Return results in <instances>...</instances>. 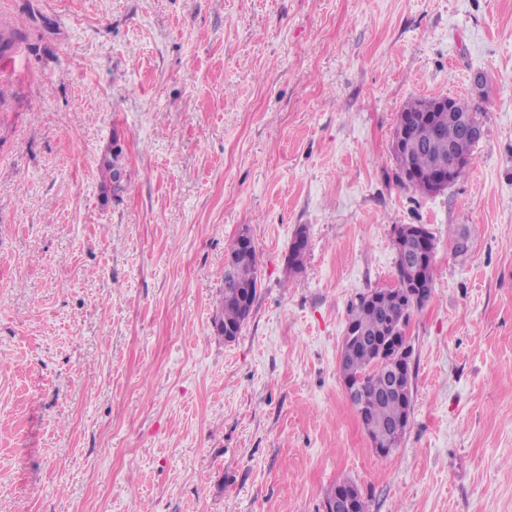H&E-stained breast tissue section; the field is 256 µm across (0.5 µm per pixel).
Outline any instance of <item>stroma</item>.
Segmentation results:
<instances>
[{"mask_svg":"<svg viewBox=\"0 0 512 512\" xmlns=\"http://www.w3.org/2000/svg\"><path fill=\"white\" fill-rule=\"evenodd\" d=\"M0 29V512H323L343 480L368 512H512V0H0ZM443 95L482 135L424 195L389 143ZM398 224L433 234L435 288L383 459L338 361ZM244 226L260 285L227 342ZM99 169L102 174L101 187L103 194L112 197L124 190L125 183L122 184L119 180L120 172H126L121 147L117 149L110 148L105 151L99 163Z\"/></svg>","mask_w":512,"mask_h":512,"instance_id":"35a3bbf8","label":"stroma"}]
</instances>
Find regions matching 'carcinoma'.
Masks as SVG:
<instances>
[{
  "mask_svg": "<svg viewBox=\"0 0 512 512\" xmlns=\"http://www.w3.org/2000/svg\"><path fill=\"white\" fill-rule=\"evenodd\" d=\"M425 98H412L399 112L400 117L418 116L427 109ZM414 140L423 148L410 154L411 167L423 172L434 161L448 156L471 159L475 142L465 137L461 130L448 122V114L440 112L429 121L414 124ZM99 169L102 174L103 194L114 196L122 192L125 185L119 180L120 172L125 170L122 148L105 151ZM434 252H429L423 272V297L413 300L399 298L390 290L374 289L359 296L348 311L347 329L366 338H386L394 329L410 322L414 308L423 305L434 290ZM224 260L233 266L232 278L240 284L238 288L226 287L214 315V321L224 322V326L234 327L233 336H238L248 319L257 297L259 256L255 246L246 252L241 248L239 238L228 245ZM341 356L345 361L340 364L342 380L351 383L360 392V408L363 421L377 425L402 422L407 423L412 411L413 379L409 365H403V378L396 393L391 397L383 396L382 387L386 378L374 369L377 354L369 344L354 340H343Z\"/></svg>",
  "mask_w": 512,
  "mask_h": 512,
  "instance_id": "1",
  "label": "carcinoma"
}]
</instances>
